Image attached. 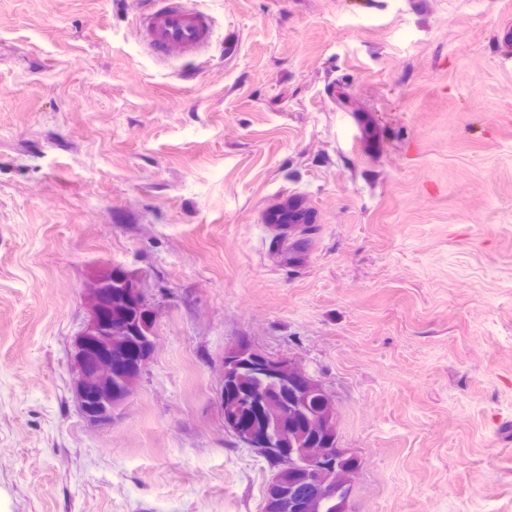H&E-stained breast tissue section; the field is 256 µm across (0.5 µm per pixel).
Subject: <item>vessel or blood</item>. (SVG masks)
I'll list each match as a JSON object with an SVG mask.
<instances>
[{
  "label": "vessel or blood",
  "mask_w": 512,
  "mask_h": 512,
  "mask_svg": "<svg viewBox=\"0 0 512 512\" xmlns=\"http://www.w3.org/2000/svg\"><path fill=\"white\" fill-rule=\"evenodd\" d=\"M138 27L155 57L192 61L209 47L214 20L189 0H151L139 16Z\"/></svg>",
  "instance_id": "obj_1"
}]
</instances>
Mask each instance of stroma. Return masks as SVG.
Segmentation results:
<instances>
[{
    "instance_id": "1",
    "label": "stroma",
    "mask_w": 512,
    "mask_h": 512,
    "mask_svg": "<svg viewBox=\"0 0 512 512\" xmlns=\"http://www.w3.org/2000/svg\"><path fill=\"white\" fill-rule=\"evenodd\" d=\"M191 2L198 64L143 0H0V512H263L240 345L331 399L346 512H512V0ZM116 267L157 345L96 427L71 341ZM138 27L155 57L193 61L209 47L214 20L187 0H151ZM265 222L276 231L274 243L288 258V264L297 262L318 229L314 213L298 200H289L269 210Z\"/></svg>"
}]
</instances>
